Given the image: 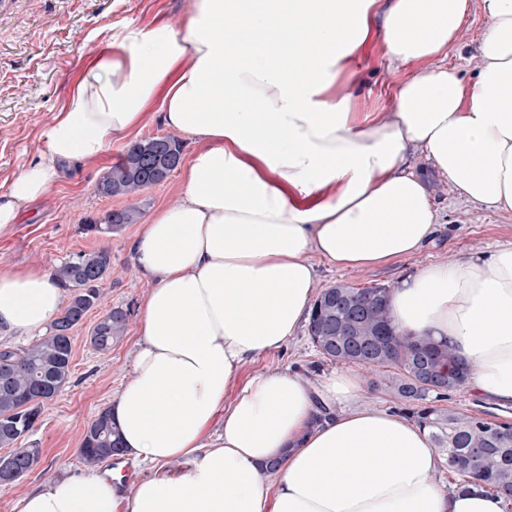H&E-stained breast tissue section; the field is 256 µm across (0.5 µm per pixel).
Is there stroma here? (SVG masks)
Returning <instances> with one entry per match:
<instances>
[{
    "label": "stroma",
    "mask_w": 512,
    "mask_h": 512,
    "mask_svg": "<svg viewBox=\"0 0 512 512\" xmlns=\"http://www.w3.org/2000/svg\"><path fill=\"white\" fill-rule=\"evenodd\" d=\"M192 0H0V193L47 148V132L56 112L64 106L71 84L94 56L92 42H107L128 28L146 29L163 23L180 29ZM484 31L480 13L465 21L458 41L461 50H449V64L472 79L480 60L476 47ZM362 80L359 109H388L397 82L415 72V65L394 68L384 55L376 32H369L351 62ZM126 143L109 139L94 163L63 166L61 175L19 223L0 232V271L37 267L46 273L80 251L107 248L112 272L100 286V301L89 311L72 336V375L65 390L45 403L28 440L42 450L40 463L15 483L0 485V512H15L18 499L51 476L78 474L85 466L79 448L87 424L110 407L133 374L132 360L138 342L140 308L150 282L136 267L135 240L139 225L130 224L109 235L84 233L87 218L134 203L143 218L178 197L180 171L173 173L133 201L107 199L96 185L123 153ZM426 181L439 213L440 231L416 255L369 270L339 269L318 262L317 289L336 284L365 288L394 285L416 268L452 262L512 241V215L460 200L450 182L438 178L426 154L411 159ZM129 312L125 336L108 352L96 351L89 334L97 320L112 308ZM273 367H290L316 383L333 371L299 330L280 351L258 357L242 371L256 375Z\"/></svg>",
    "instance_id": "obj_1"
}]
</instances>
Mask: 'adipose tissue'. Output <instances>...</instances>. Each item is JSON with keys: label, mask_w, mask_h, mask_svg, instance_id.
<instances>
[{"label": "adipose tissue", "mask_w": 512, "mask_h": 512, "mask_svg": "<svg viewBox=\"0 0 512 512\" xmlns=\"http://www.w3.org/2000/svg\"><path fill=\"white\" fill-rule=\"evenodd\" d=\"M476 10L481 66L467 82L447 57ZM373 27L390 63L419 66L380 114L355 111L348 69ZM261 30L285 34L282 49ZM151 114L196 149L178 199L137 236L152 286L133 377L110 406L148 473L127 492L97 469L51 477L17 512H504L495 492L437 483L428 430L364 403L361 374L313 386L290 369L241 371L309 316L314 258L371 269L434 240L412 152L460 199L512 213V0H192L181 30H127L86 68L46 151L0 194V228L64 164L94 162ZM62 303L42 270L0 271V328L42 335ZM388 308L400 334L448 344L479 399L512 406V242L415 269Z\"/></svg>", "instance_id": "adipose-tissue-1"}]
</instances>
